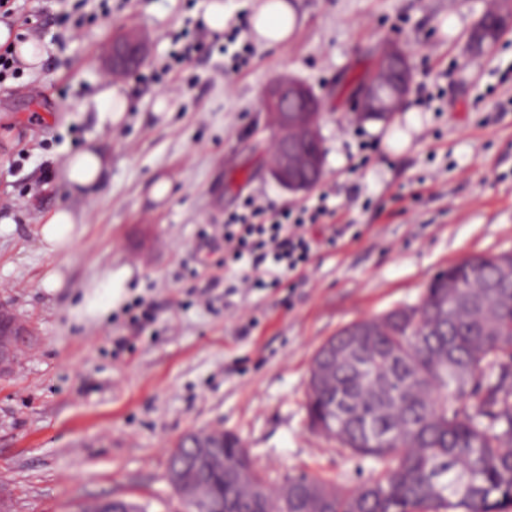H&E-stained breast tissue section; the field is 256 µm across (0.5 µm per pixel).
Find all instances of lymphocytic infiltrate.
<instances>
[{"mask_svg":"<svg viewBox=\"0 0 512 512\" xmlns=\"http://www.w3.org/2000/svg\"><path fill=\"white\" fill-rule=\"evenodd\" d=\"M333 215L321 203L294 210L277 209L256 198L247 200L243 212L230 216L224 226L220 264L229 268L251 259L253 272L243 277V287H278L285 277L309 265L315 247L309 226Z\"/></svg>","mask_w":512,"mask_h":512,"instance_id":"obj_1","label":"lymphocytic infiltrate"}]
</instances>
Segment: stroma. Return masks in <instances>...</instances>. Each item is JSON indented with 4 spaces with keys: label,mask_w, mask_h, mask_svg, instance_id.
Listing matches in <instances>:
<instances>
[{
    "label": "stroma",
    "mask_w": 512,
    "mask_h": 512,
    "mask_svg": "<svg viewBox=\"0 0 512 512\" xmlns=\"http://www.w3.org/2000/svg\"><path fill=\"white\" fill-rule=\"evenodd\" d=\"M207 3L18 0L20 34L47 28L57 41L38 74L0 82V306L29 329L0 378V512H79L107 497L187 512L167 468L190 432L236 435L268 486L305 474L352 489L373 463L311 426L317 351L350 323L416 306L448 265L512 251V29L466 50L489 0H298L299 31L271 48L251 40L252 0H224L219 41L181 60ZM126 32L147 56L117 80L105 60ZM390 45L409 58L411 90L390 121L360 120L352 82ZM284 76L322 103L324 175L300 193L273 176L279 131L263 107ZM45 86L50 96H32ZM112 87L129 100L116 125L99 98ZM90 142L111 158L101 190L75 199L46 183L47 167ZM161 179L171 191L157 201ZM322 194L347 231L305 278L245 290L248 263L210 269L246 200L284 208ZM68 202L85 222L68 251L46 254L40 226ZM54 270L65 286L49 293ZM111 276L122 299L90 318L84 298ZM140 301L153 307L142 325Z\"/></svg>",
    "instance_id": "1"
}]
</instances>
